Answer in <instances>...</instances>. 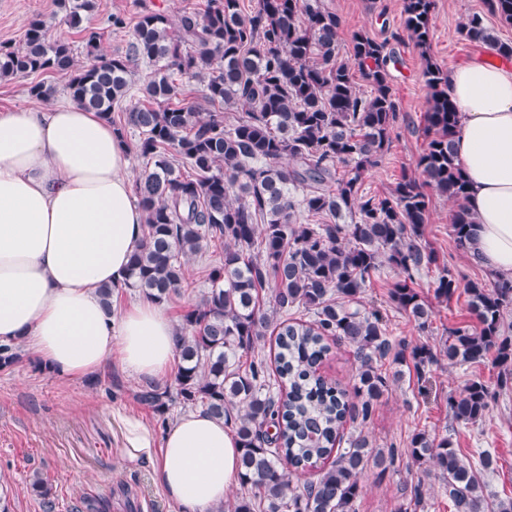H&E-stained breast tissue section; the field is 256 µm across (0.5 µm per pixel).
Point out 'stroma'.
<instances>
[{
	"instance_id": "obj_1",
	"label": "stroma",
	"mask_w": 512,
	"mask_h": 512,
	"mask_svg": "<svg viewBox=\"0 0 512 512\" xmlns=\"http://www.w3.org/2000/svg\"><path fill=\"white\" fill-rule=\"evenodd\" d=\"M205 4L206 0H98V9L87 24L102 30L101 48L114 54L125 50L131 32L106 29L109 14L120 12L133 19L141 10H155L176 26L183 15L203 12ZM320 4L336 11L341 19L339 48L344 59L349 56L354 32L364 30L381 39L402 27L404 0H320ZM476 13L483 15L485 25L501 40L512 42V24L488 14L484 0H435L431 54L443 71L486 53V45L468 41L461 32L463 23ZM36 15L47 21L53 37L72 44L77 61H84L82 38L63 23L58 0H0V42H20ZM393 51L388 73L399 118L384 165L372 170L364 185L366 191L381 196L403 176L416 175L415 162L428 142L424 62L409 37L394 42ZM427 195L423 240L435 250L437 261L415 273L414 286L432 308L428 327L419 329L391 303L395 275L387 268L368 283L360 307L379 309L395 339L411 347L424 344L438 352L451 329L472 322L466 295L437 299L436 280L441 269L449 268L466 282L486 280L490 274L457 249L451 232L455 204L432 189ZM210 261L207 254L186 260L189 286L165 304L172 319H179L209 288L204 269ZM327 345L321 374L351 390L356 368L353 347L333 339ZM477 378L487 382L495 394L488 415L476 425L454 421L448 412L449 394L461 392L467 382ZM137 387L136 381L116 367L78 379L56 377L29 354L18 365L0 370V496L7 498L9 512H42L40 499L29 489L36 470L53 487L56 512H177L154 484L150 465L126 457L122 416H137L155 434L164 432L157 415L134 399ZM420 430L452 437L460 453L474 461L481 452H490L496 467L483 475L487 491L512 496V378L501 380L498 368L490 362L452 365L439 356L420 371L404 366L401 378L390 381L369 422L345 424V434L363 433L374 447H391L396 452L394 472L382 478L372 468L362 473L364 491L357 512H399L407 483L421 484L423 512H451L439 479L414 465L408 455L409 440Z\"/></svg>"
}]
</instances>
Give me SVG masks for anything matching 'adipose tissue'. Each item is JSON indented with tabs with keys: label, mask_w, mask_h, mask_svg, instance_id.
Segmentation results:
<instances>
[{
	"label": "adipose tissue",
	"mask_w": 512,
	"mask_h": 512,
	"mask_svg": "<svg viewBox=\"0 0 512 512\" xmlns=\"http://www.w3.org/2000/svg\"><path fill=\"white\" fill-rule=\"evenodd\" d=\"M448 95L472 253L512 279V68L470 61L451 73ZM145 218L110 122L72 103L1 112L0 344L24 345L63 378L115 363L139 382L165 378L177 334L166 309L143 299L117 316L99 295L124 279ZM123 426L130 460L150 464L179 512H216L238 482L241 450L222 420L189 412L160 437L134 417Z\"/></svg>",
	"instance_id": "ef3b65f1"
}]
</instances>
